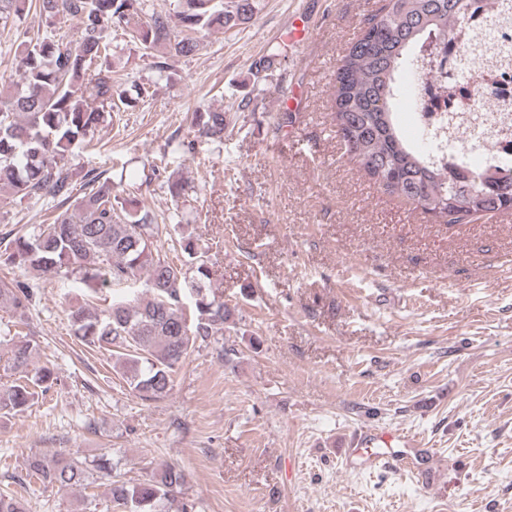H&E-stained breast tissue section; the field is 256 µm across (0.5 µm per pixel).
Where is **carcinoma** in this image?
<instances>
[{
  "label": "carcinoma",
  "mask_w": 512,
  "mask_h": 512,
  "mask_svg": "<svg viewBox=\"0 0 512 512\" xmlns=\"http://www.w3.org/2000/svg\"><path fill=\"white\" fill-rule=\"evenodd\" d=\"M488 0H385L336 70L334 118L336 133L349 158L378 186L445 224L470 223L480 217L512 210V165L483 167L464 152L446 166L438 165L432 149L408 139L397 115L411 89L404 76L421 73L429 60L423 47L430 37L448 49V37L465 24L477 5ZM38 8L45 30L23 37L15 48L19 79L0 90V193L23 202L50 198L59 212L26 236L12 241L0 264L39 274L78 275L84 300L69 309L74 336L90 349L116 357L126 384L143 401H157L173 389L176 368L191 352L220 339L235 328V308L214 289L209 247L191 232L181 231L173 247L180 263L161 253L162 230L155 215L127 190L117 194L111 179L92 170L84 175L86 192L75 194L66 158L82 147L87 136L106 123L110 110L124 112L143 98L108 61L111 33L123 30L130 42L162 59L188 57L199 50L197 35L226 32L251 21L258 0H174L173 14L146 11V0H0V27L12 28ZM76 21L80 37L67 39L55 21ZM505 56L512 48L496 38L491 27L482 48L462 59L457 79L464 81L468 63L488 52ZM229 118L224 111L193 112L194 137L221 141ZM167 188L174 202L185 196L186 182L171 173ZM146 275L145 291L131 288ZM127 285L122 294L101 307L97 301L113 286ZM33 302L32 288L13 283L0 287V304L24 317ZM39 345L32 339L12 341L7 369L19 376L0 386V416L26 410L37 389L51 387L52 371L36 363ZM106 455L91 462L61 453H35L25 473L12 483L43 489L90 485L96 475L109 476ZM186 481L182 468L162 463L152 479L131 483L115 479L111 501L120 512H196L195 503L178 500ZM0 512H26L22 496L0 492Z\"/></svg>",
  "instance_id": "1"
}]
</instances>
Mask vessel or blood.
<instances>
[{
	"mask_svg": "<svg viewBox=\"0 0 512 512\" xmlns=\"http://www.w3.org/2000/svg\"><path fill=\"white\" fill-rule=\"evenodd\" d=\"M347 456L362 470L409 472L424 488L431 487L435 481L434 472L427 467L434 457L432 450L418 447L396 431L369 434L359 447L348 449Z\"/></svg>",
	"mask_w": 512,
	"mask_h": 512,
	"instance_id": "1",
	"label": "vessel or blood"
}]
</instances>
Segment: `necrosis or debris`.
I'll return each mask as SVG.
<instances>
[{"label":"necrosis or debris","instance_id":"4bbe7bcc","mask_svg":"<svg viewBox=\"0 0 512 512\" xmlns=\"http://www.w3.org/2000/svg\"><path fill=\"white\" fill-rule=\"evenodd\" d=\"M473 74L466 84L446 74L436 81L416 79L410 130L422 143L442 135L437 158L443 164L458 148L483 165L512 163V113L500 109L512 103V67L490 70L479 63Z\"/></svg>","mask_w":512,"mask_h":512}]
</instances>
